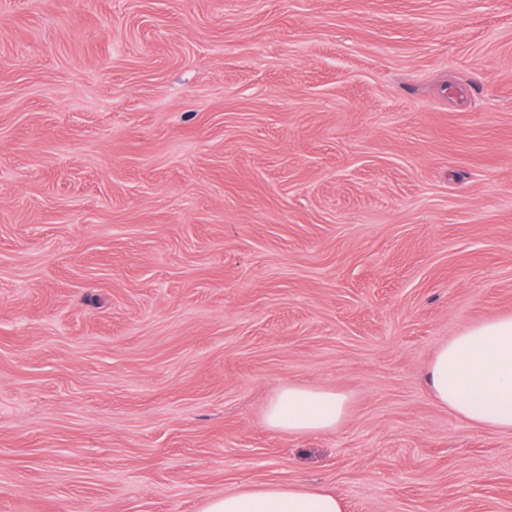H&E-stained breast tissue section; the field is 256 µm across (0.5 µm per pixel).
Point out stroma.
Listing matches in <instances>:
<instances>
[{"label":"stroma","instance_id":"obj_1","mask_svg":"<svg viewBox=\"0 0 512 512\" xmlns=\"http://www.w3.org/2000/svg\"><path fill=\"white\" fill-rule=\"evenodd\" d=\"M509 315L512 0H0V512H512L423 380ZM348 409L344 394L288 382L269 401L265 409L266 425L288 433H320L336 429ZM203 512H343L335 493L298 483L247 485L209 499Z\"/></svg>","mask_w":512,"mask_h":512}]
</instances>
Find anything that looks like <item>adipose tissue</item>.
Instances as JSON below:
<instances>
[{"mask_svg": "<svg viewBox=\"0 0 512 512\" xmlns=\"http://www.w3.org/2000/svg\"><path fill=\"white\" fill-rule=\"evenodd\" d=\"M426 382L436 400L469 425L512 432V316L451 337L433 357ZM347 409L344 394L291 382L267 404L265 423L296 434L327 432ZM203 512H343V502L323 488L271 482L213 497Z\"/></svg>", "mask_w": 512, "mask_h": 512, "instance_id": "obj_1", "label": "adipose tissue"}]
</instances>
